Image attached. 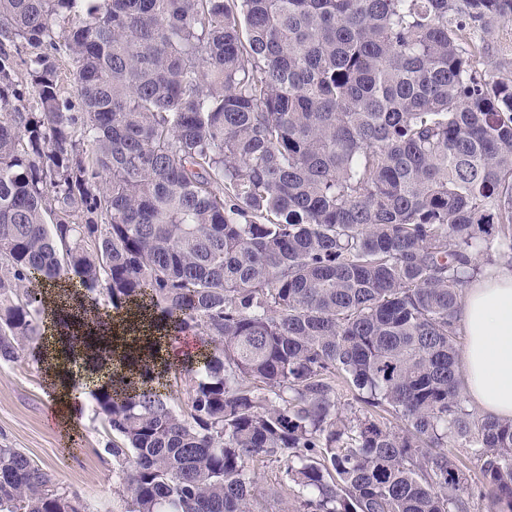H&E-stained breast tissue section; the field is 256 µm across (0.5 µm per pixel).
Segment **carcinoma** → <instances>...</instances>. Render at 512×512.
<instances>
[{
  "label": "carcinoma",
  "instance_id": "obj_1",
  "mask_svg": "<svg viewBox=\"0 0 512 512\" xmlns=\"http://www.w3.org/2000/svg\"><path fill=\"white\" fill-rule=\"evenodd\" d=\"M511 22L512 0H0V39L49 49L37 112L0 51V362L48 347L63 282L156 352L207 346L86 382L125 512H468L448 446L512 512V419L465 408L458 324L512 266V81L483 71ZM0 512L85 510L0 446ZM55 65L57 68L58 85L62 97L72 101L75 112L80 111L79 99L72 81L71 73L74 68L73 61L67 56H56Z\"/></svg>",
  "mask_w": 512,
  "mask_h": 512
}]
</instances>
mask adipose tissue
<instances>
[{"instance_id": "adipose-tissue-1", "label": "adipose tissue", "mask_w": 512, "mask_h": 512, "mask_svg": "<svg viewBox=\"0 0 512 512\" xmlns=\"http://www.w3.org/2000/svg\"><path fill=\"white\" fill-rule=\"evenodd\" d=\"M466 344L462 392L481 413L512 419V267L486 268L458 315Z\"/></svg>"}]
</instances>
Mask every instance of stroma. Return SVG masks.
<instances>
[{"label": "stroma", "mask_w": 512, "mask_h": 512, "mask_svg": "<svg viewBox=\"0 0 512 512\" xmlns=\"http://www.w3.org/2000/svg\"><path fill=\"white\" fill-rule=\"evenodd\" d=\"M110 437L92 401H85L72 430L50 418L44 369L35 352L0 363V446L21 449L77 494L86 512H125L127 492L106 446Z\"/></svg>", "instance_id": "1"}]
</instances>
